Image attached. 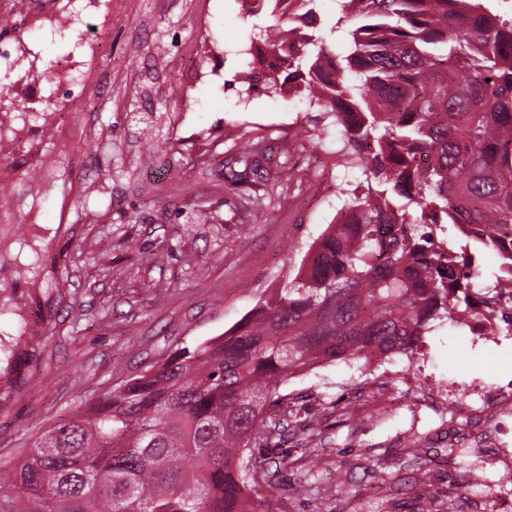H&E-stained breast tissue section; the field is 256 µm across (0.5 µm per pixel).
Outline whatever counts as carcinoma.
Masks as SVG:
<instances>
[{
	"mask_svg": "<svg viewBox=\"0 0 512 512\" xmlns=\"http://www.w3.org/2000/svg\"><path fill=\"white\" fill-rule=\"evenodd\" d=\"M260 0L275 24L250 53L245 93L297 77L305 98L345 129V189L331 224L274 300L224 336L184 347L54 422L0 469V512H253L275 488L272 453L290 422L288 378L314 365L413 354L433 322L468 303L478 276L466 238L501 258L512 288V17L485 0H337L340 58L317 29L318 0ZM355 114L349 124L344 112ZM232 186L263 188L286 167L240 147Z\"/></svg>",
	"mask_w": 512,
	"mask_h": 512,
	"instance_id": "obj_1",
	"label": "carcinoma"
}]
</instances>
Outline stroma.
Masks as SVG:
<instances>
[{"instance_id": "obj_1", "label": "stroma", "mask_w": 512, "mask_h": 512, "mask_svg": "<svg viewBox=\"0 0 512 512\" xmlns=\"http://www.w3.org/2000/svg\"><path fill=\"white\" fill-rule=\"evenodd\" d=\"M242 0H28L5 42L32 51L0 61V120L26 124L0 143L14 182L0 219L21 243L0 264V463L33 435L185 346L223 336L297 272L335 221L358 169L336 164L345 132L299 90L243 95L244 50L268 14ZM102 52L82 63L86 40ZM68 59L66 79L18 91L31 70ZM319 137L313 147L311 137ZM293 167L262 204L227 192L224 165L246 142ZM434 389L512 381V355L437 325L414 358L336 361L292 375L288 418L318 430L288 437L276 490L255 512H448L480 453L436 452L439 420L407 379Z\"/></svg>"}]
</instances>
